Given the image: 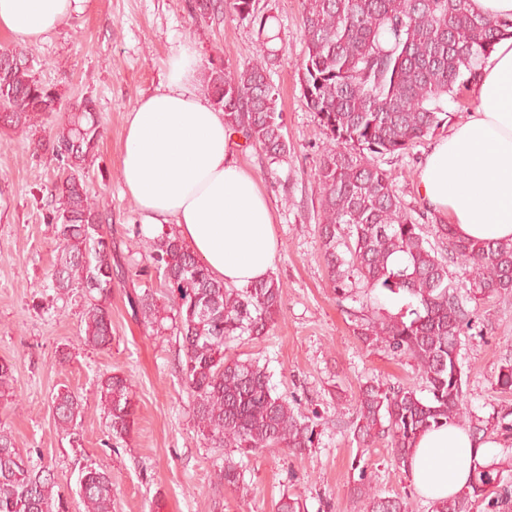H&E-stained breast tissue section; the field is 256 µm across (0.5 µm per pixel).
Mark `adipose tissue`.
Listing matches in <instances>:
<instances>
[{"instance_id": "adipose-tissue-1", "label": "adipose tissue", "mask_w": 512, "mask_h": 512, "mask_svg": "<svg viewBox=\"0 0 512 512\" xmlns=\"http://www.w3.org/2000/svg\"><path fill=\"white\" fill-rule=\"evenodd\" d=\"M91 0H0V32L33 44L84 14ZM192 44L172 49L165 81L128 112L121 181L147 233L175 225L180 240L225 284L270 277L274 212L255 174L234 158L224 114L196 93ZM475 108L425 156L419 191L455 234L512 240V37L500 39L471 86ZM485 445L453 424L426 431L410 476L428 500L464 488Z\"/></svg>"}]
</instances>
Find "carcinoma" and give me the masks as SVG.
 <instances>
[{
	"label": "carcinoma",
	"mask_w": 512,
	"mask_h": 512,
	"mask_svg": "<svg viewBox=\"0 0 512 512\" xmlns=\"http://www.w3.org/2000/svg\"><path fill=\"white\" fill-rule=\"evenodd\" d=\"M305 53L299 67L302 94L316 113L328 145L317 170L322 187L321 238L336 299L357 301L380 290L410 298L397 313L378 303L353 313V333L368 350L382 349L411 363L429 397L406 384L372 381L355 398L350 430L362 448L390 444L395 464L409 471L421 433L452 423L475 441L489 433L512 436V410L484 420L467 408L460 361L461 336L475 312L448 276V259L428 240L424 225L408 214L390 172L371 155H403L448 121L444 109L469 89L495 43L512 35V22L477 16L470 0H301ZM201 18L230 14L263 32L275 16L256 0H193ZM0 57V124L27 136L39 119L57 111L61 92L33 71L27 54L4 47ZM262 53L243 67L211 64L206 90L224 112V124L260 148L270 163L288 156L283 113ZM95 103L72 105L64 122L37 147L51 153L65 177L54 186L51 223L58 241L52 279L84 300L80 335L85 345L112 343L107 309L111 293L112 241L89 194L83 171L101 137ZM448 253L469 267L470 292L512 294V241L458 238L448 224L435 225ZM152 268L163 288L139 298L144 323L156 333L175 323L183 358L179 368L204 440L244 453L312 446L316 423L296 410L297 400L272 392L265 367L225 354L229 344L268 334L283 310V286L271 277L243 288L227 287L171 232L150 243ZM495 385L512 393V359L500 366ZM107 410L108 433L125 439L136 425L127 379L118 373L97 384ZM12 396V365L0 361V398ZM55 424L76 427L83 399L64 390L53 401ZM218 478L238 489L240 466L224 463ZM357 495L368 512H410L407 498L381 497L359 474ZM84 512H112V474L88 468L79 480ZM0 512H71L50 470L30 463L14 437L0 430ZM431 512H512V482L499 463H481L467 486L432 503Z\"/></svg>",
	"instance_id": "1"
}]
</instances>
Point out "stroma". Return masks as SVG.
<instances>
[{
    "instance_id": "1",
    "label": "stroma",
    "mask_w": 512,
    "mask_h": 512,
    "mask_svg": "<svg viewBox=\"0 0 512 512\" xmlns=\"http://www.w3.org/2000/svg\"><path fill=\"white\" fill-rule=\"evenodd\" d=\"M256 6L277 17L272 41L247 20L192 17L189 0H92L84 15L29 46L37 76L61 91L42 135L77 99L96 102L104 134L86 179L121 268L112 274L108 303L112 344L87 347L77 338L82 299L51 286L57 241L48 202L57 164L35 152L30 139L0 126V361L14 366V394L0 400V429L12 434L32 464L52 470L69 497H77L84 467L111 473L113 512H150L157 498L161 512H274L284 496L299 499L305 512H367L366 501L351 493L362 473L380 496H405L412 512H431L386 443L362 450L346 427L352 399L367 380L412 383L416 376L410 364L360 345L328 277L315 177L325 134L298 80L305 50L301 0H256ZM184 41L195 45L205 65L219 57L239 66L265 46L275 52L270 81L284 118L288 159L269 164L258 148L242 143L234 153L255 173L276 215L272 275L283 285L284 308L268 336L234 343L229 353L258 360L274 393L297 398L302 413H318L315 443L299 455L270 449L246 456L209 447L181 381L178 341L146 327L135 304L137 294L158 290L159 283L146 272L151 238L120 180L126 116L141 95L163 82L171 48ZM435 138L410 154L377 160L393 174L407 212L429 226L439 218L425 207L418 176ZM470 307L476 327L462 338L465 387L472 413L486 417L508 403L494 377L512 355V296ZM64 347L70 357L63 363ZM115 372L128 379L137 414L133 433L117 441L108 436L96 395L99 378ZM65 389L85 404L70 434L56 428L52 412L53 397ZM228 459L242 467L240 489L217 482Z\"/></svg>"
}]
</instances>
